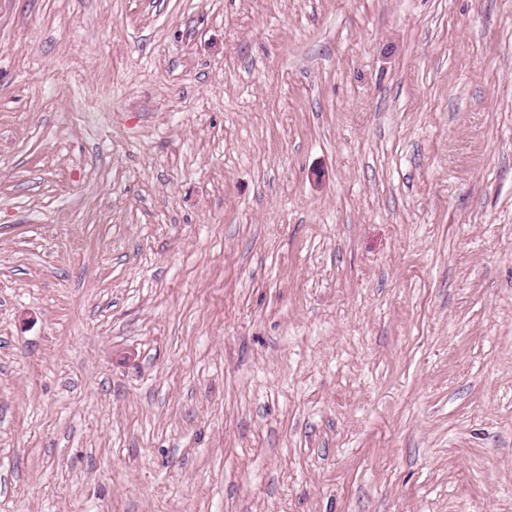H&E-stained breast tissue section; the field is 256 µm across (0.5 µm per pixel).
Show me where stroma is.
Listing matches in <instances>:
<instances>
[{
  "label": "stroma",
  "mask_w": 512,
  "mask_h": 512,
  "mask_svg": "<svg viewBox=\"0 0 512 512\" xmlns=\"http://www.w3.org/2000/svg\"><path fill=\"white\" fill-rule=\"evenodd\" d=\"M0 512H512V0H0Z\"/></svg>",
  "instance_id": "obj_1"
}]
</instances>
